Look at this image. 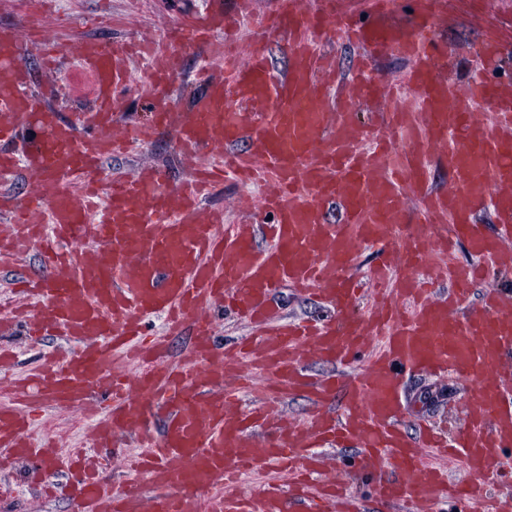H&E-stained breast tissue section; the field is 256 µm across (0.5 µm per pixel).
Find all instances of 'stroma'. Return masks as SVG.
Segmentation results:
<instances>
[{
	"instance_id": "35a3bbf8",
	"label": "stroma",
	"mask_w": 512,
	"mask_h": 512,
	"mask_svg": "<svg viewBox=\"0 0 512 512\" xmlns=\"http://www.w3.org/2000/svg\"><path fill=\"white\" fill-rule=\"evenodd\" d=\"M20 0H0V26L39 25L54 29L55 17L66 20L64 29L54 30L47 41L60 55H68L69 30H76L87 38L97 39L106 49H116L129 40L147 37L163 41L169 28L186 19L203 17L213 0H51L52 10L40 12L38 5L23 8ZM277 0H254L253 10L242 23L240 49L250 53L258 49L270 59L278 71H286L290 60L283 51L284 36L266 30L263 19L276 8ZM433 36L446 45L448 55L439 62L438 70L449 83L462 87L473 83L475 69L472 57L480 50L489 32H496L499 40L497 68L488 69L487 78L512 90V0H438ZM44 47H35L20 59L19 65L28 76L31 91L45 97L49 106L65 118L84 111L90 98L68 95L64 88L63 71H46L42 64ZM147 164L167 168L171 184H178L192 167V162L175 147L169 131L157 130L153 140L128 154L109 160L100 176L110 179L115 175H133ZM257 188L237 183L225 177L221 187L209 199L210 205L224 209L227 221H234L252 210V199ZM12 348L16 359L9 370L0 369V389L8 388L11 380L27 375L42 363L45 355L62 352L65 342L57 336L33 343L24 324L0 322V345ZM406 395L403 427L410 438H417L423 421H431L441 430L454 431L464 423L462 401L470 386L456 378L429 379L409 373L403 374ZM72 409L59 407L38 408L34 411V437H52L60 448L91 447V433L70 429L66 420ZM32 462L17 461L9 473L0 474V484L9 485L10 496L0 497V512H79L68 493L45 498L39 487L30 480Z\"/></svg>"
}]
</instances>
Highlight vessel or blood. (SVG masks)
Masks as SVG:
<instances>
[{
  "label": "vessel or blood",
  "mask_w": 512,
  "mask_h": 512,
  "mask_svg": "<svg viewBox=\"0 0 512 512\" xmlns=\"http://www.w3.org/2000/svg\"><path fill=\"white\" fill-rule=\"evenodd\" d=\"M394 0H370L369 19L357 24L338 0H280L267 19L287 32L291 60L285 75L264 53L246 62L227 34L252 0L235 11L216 5L205 19L171 28L169 45L219 61L200 74L201 93L188 112L165 104L179 74L178 53L152 41L105 50L92 39L72 51L74 66L90 77L94 105L74 121L63 120L26 89L22 70L0 64V181L25 174L33 190L24 204H1L0 266H12L32 248L45 261L27 281L14 318L40 322L62 335L70 352L46 360L31 379L0 404V471L14 461L40 457L57 477L79 468L70 488L83 512H360L342 483L319 476L311 451L316 439L352 444L356 472L373 479L378 500L420 512L448 499L483 512V487L512 448V294L486 292L479 311L465 310L471 285L486 266L512 267V225L488 238L471 217L486 199L512 216V94L481 82L465 104L438 71L442 46L433 38L434 0H418L408 25L393 23ZM332 27L361 51L360 62L395 55L410 61L407 87L418 110L394 107L362 148L356 114L343 98L328 99L335 77L317 51L315 34ZM41 28L0 27V51L18 53L44 39ZM147 62V81L132 87L133 59ZM139 92L158 100L148 125L118 118L125 99ZM170 130L184 156L198 159L190 177L169 190L166 168L147 165L100 187L99 166L132 145L147 144L155 129ZM398 133L393 148L381 129ZM462 139L449 146V130ZM244 141L242 154L225 146ZM448 147L453 169L448 191L425 190L422 176L430 149ZM246 181L262 183L273 223L249 219L224 233V213L204 200L225 166ZM420 204L405 205V189ZM264 235L268 247L253 245ZM398 238L395 254L372 270L376 294L360 319H351L358 288L348 273L352 254L365 241ZM467 240L476 255L461 265L453 253ZM448 291L428 288V278ZM288 283L331 305L335 316L314 322L289 320L270 304L274 288ZM237 310L252 338L237 349L217 346L207 317L210 306ZM163 315L169 328L190 327L192 342L179 365L166 362V340L144 341L149 317ZM369 361L354 377L312 371L311 360L351 363L362 351ZM137 364L136 376L125 368ZM447 369L470 382L466 422L455 437L409 438L401 424L402 397L396 368ZM259 374L254 404L245 408L231 383ZM105 387L112 403L90 402ZM344 400H337V392ZM304 393L313 409L303 421L269 409L270 400ZM65 405L96 416V447L136 436L139 453L126 459V478L113 486L85 449L63 454L54 441L33 440L28 405ZM163 422L160 435L142 427L145 411ZM459 463L452 478L429 463L424 447ZM274 469L259 492L240 494L239 471ZM44 483V492L58 488ZM221 495H214L217 485Z\"/></svg>",
  "instance_id": "b4317fda"
}]
</instances>
